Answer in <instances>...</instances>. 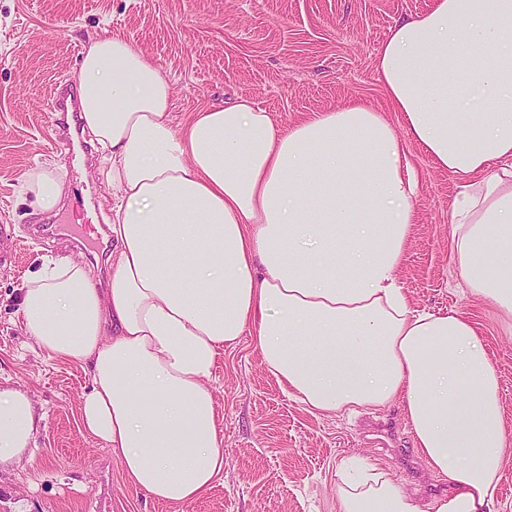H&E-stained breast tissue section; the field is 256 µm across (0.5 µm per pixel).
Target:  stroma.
<instances>
[{
    "mask_svg": "<svg viewBox=\"0 0 512 512\" xmlns=\"http://www.w3.org/2000/svg\"><path fill=\"white\" fill-rule=\"evenodd\" d=\"M432 0H0V390L28 392L45 418L34 448L0 465V512H339V468L357 461L387 472L420 504L449 484L418 451L401 402L356 414L313 413L283 393L251 336L225 348L212 387L224 433V477L201 498L171 506L130 485L117 453L83 427L91 378L77 361L50 357L19 320L26 280L43 257L105 266L112 198L93 160L66 163L51 126L53 84H73L88 37L132 40L167 76L176 123L237 95L252 97L281 128L313 111L358 100L389 111L375 60L390 27ZM419 176L416 221L398 270L412 309L457 312L481 336L512 432V335L495 308L461 286L451 247L455 182L408 142ZM49 163L63 176L57 210L42 214L20 193ZM55 224L60 238L34 236Z\"/></svg>",
    "mask_w": 512,
    "mask_h": 512,
    "instance_id": "stroma-1",
    "label": "stroma"
}]
</instances>
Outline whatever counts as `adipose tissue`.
Wrapping results in <instances>:
<instances>
[{
	"instance_id": "obj_1",
	"label": "adipose tissue",
	"mask_w": 512,
	"mask_h": 512,
	"mask_svg": "<svg viewBox=\"0 0 512 512\" xmlns=\"http://www.w3.org/2000/svg\"><path fill=\"white\" fill-rule=\"evenodd\" d=\"M400 127L359 101L281 129L238 96L173 124L171 84L132 40L89 39L79 120L112 190V273L44 260L21 324L49 356L86 365V430L129 484L183 505L224 473L210 380L250 335L289 397L325 414L401 401L418 448L450 490L422 509L371 472L340 512H496L506 428L500 385L463 315L411 309L398 282L418 143L457 183L452 249L469 291L512 334V0H433L396 24L376 60ZM61 175L21 188L42 211ZM41 415L0 391V463L30 447Z\"/></svg>"
}]
</instances>
